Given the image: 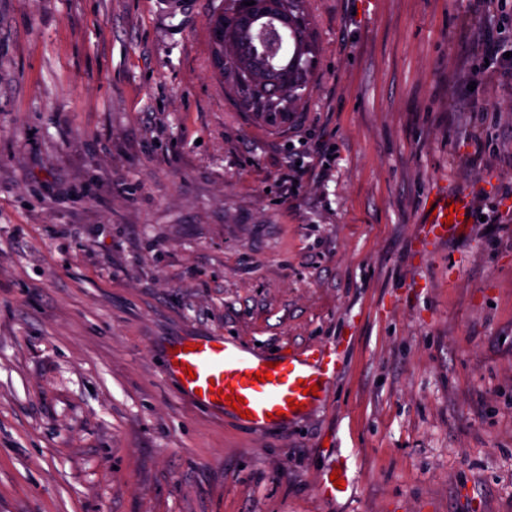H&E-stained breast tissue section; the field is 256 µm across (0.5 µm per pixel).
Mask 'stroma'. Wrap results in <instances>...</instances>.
Returning <instances> with one entry per match:
<instances>
[{"instance_id": "stroma-1", "label": "stroma", "mask_w": 512, "mask_h": 512, "mask_svg": "<svg viewBox=\"0 0 512 512\" xmlns=\"http://www.w3.org/2000/svg\"><path fill=\"white\" fill-rule=\"evenodd\" d=\"M220 3L0 0V512H512V0H307L280 132L214 75ZM232 334L333 350L323 406L178 396L162 350ZM498 34H502L501 31H496V34L493 31L488 32L485 38V56L484 59H488L489 68H496L503 60H511L510 58H505L506 52H512V39L510 40V45L508 44V40L501 38ZM303 49L304 60L296 69L293 68L292 64V53L288 52V58L279 57L273 60L275 65L280 66L279 68L275 67L281 71L280 74L288 73V76L292 79L291 85L288 86L287 96L277 103V107L274 109L275 112L266 113V111L273 108L272 103L275 101L268 94L255 93L250 101L254 112H263L261 113L263 114L261 117L262 124L271 130L281 129L288 119L289 112H296L310 91L315 73V58L318 52L316 41L311 34L305 41ZM454 204L450 201L446 203L444 206H440L435 212L432 213L430 218L425 222L428 224L425 231V237H432L435 241H446L448 240V235L453 234L458 226L463 222L460 220L459 213L455 207L453 210V224L447 226V215L450 214V205Z\"/></svg>"}]
</instances>
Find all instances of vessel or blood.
Here are the masks:
<instances>
[{"mask_svg": "<svg viewBox=\"0 0 512 512\" xmlns=\"http://www.w3.org/2000/svg\"><path fill=\"white\" fill-rule=\"evenodd\" d=\"M449 206H441L427 221V236L442 242L455 231L448 225ZM182 351L167 350L162 361V372L171 380L177 393L198 408L233 415L229 396L240 395L251 413L247 422L255 434L288 424L299 412L309 411L326 394L329 375L336 370V362L326 354L278 352L270 355L252 343L227 336H187ZM276 368H269V361ZM191 367L194 376L186 378L183 369ZM271 370V380L260 382L256 372ZM318 384L317 395L304 393V384ZM297 402L299 410H291L290 402Z\"/></svg>", "mask_w": 512, "mask_h": 512, "instance_id": "1", "label": "vessel or blood"}]
</instances>
